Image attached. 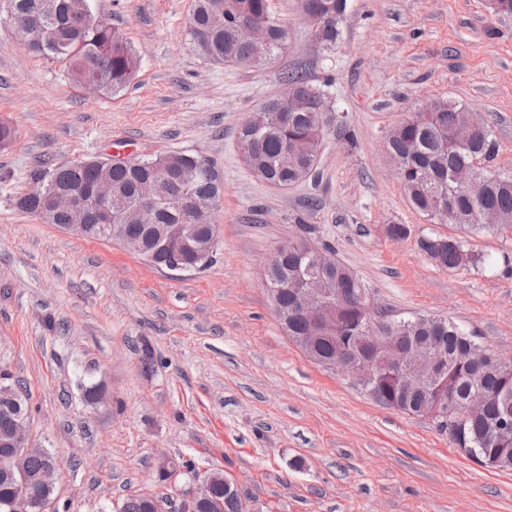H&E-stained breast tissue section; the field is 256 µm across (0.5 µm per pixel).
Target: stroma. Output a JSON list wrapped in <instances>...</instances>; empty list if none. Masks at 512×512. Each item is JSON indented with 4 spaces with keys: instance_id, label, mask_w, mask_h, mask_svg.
I'll return each instance as SVG.
<instances>
[{
    "instance_id": "35a3bbf8",
    "label": "stroma",
    "mask_w": 512,
    "mask_h": 512,
    "mask_svg": "<svg viewBox=\"0 0 512 512\" xmlns=\"http://www.w3.org/2000/svg\"><path fill=\"white\" fill-rule=\"evenodd\" d=\"M284 48L255 68L217 64L188 36L194 0H90L138 58L118 94L85 92L62 63L0 26V370L23 387L35 446L58 456L49 512H117L130 495L179 499L165 458L222 471L249 512H512V470L470 459L427 419L385 408L311 362L283 332L264 267L300 236L328 246L379 305L448 318L512 358V232L475 237L486 264L446 269L424 234L456 235L410 204L387 137L425 103L492 128L490 171L512 175V15L490 0H347L323 49L298 0H270ZM301 70L331 105L318 178L279 189L244 163L243 123ZM356 135L347 140L340 124ZM187 152L224 180L218 249L181 276L76 237L15 205L38 171L94 156ZM411 233L391 238L388 227ZM101 385L89 403L84 388Z\"/></svg>"
}]
</instances>
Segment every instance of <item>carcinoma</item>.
Masks as SVG:
<instances>
[{
  "instance_id": "cac0c4a2",
  "label": "carcinoma",
  "mask_w": 512,
  "mask_h": 512,
  "mask_svg": "<svg viewBox=\"0 0 512 512\" xmlns=\"http://www.w3.org/2000/svg\"><path fill=\"white\" fill-rule=\"evenodd\" d=\"M307 9L319 16L317 25L310 27L315 41L326 49L336 45L340 16L346 0L336 8V0H303ZM9 11L18 15H36L45 26L31 28L26 33L28 49L38 55L65 63L68 75L79 81L85 76L103 78L102 91L123 89L134 77L138 61L124 35L116 28L109 30L95 24L94 17L83 16L73 0H9ZM267 21L270 38L266 43L249 39L244 24L252 20ZM189 35L195 49L217 63H232L242 67H257L284 47L286 30L271 12L270 0H195L189 25ZM286 81L301 87L302 102L297 112L281 120L274 104L266 102L271 116L267 126L254 130L241 126L239 149L251 172L260 180L286 189L303 182L316 170L330 106L322 94L303 75L291 72ZM479 119L475 112L447 100H433L429 111L422 109L395 127L396 135L387 140V149L399 170L403 189L411 204L430 218L435 217L441 197L448 198V215L440 220L456 225L462 235L436 237L424 235L417 239L418 250L436 265L444 268L474 266L484 262L482 254L473 250L469 235L481 231H512V177L490 175L476 161L493 160L497 142L487 125L467 144H459L450 136L459 125ZM472 166L481 182L473 192L458 185L453 173ZM216 169L199 155L175 152L156 155L146 160L125 164L88 165L86 160L44 169L34 175L37 187L19 196L18 209L37 217H47L49 224H66L63 216L48 215L44 189L50 184L72 185L87 189L100 176L112 181V211L89 218V239L101 238L99 225L121 224L139 204L138 192L145 183L155 184L159 204L152 224L135 228L144 240L148 262L156 267L164 264L163 236L173 224H188L189 217L182 200L189 196L212 194ZM495 211L500 223L484 224L481 217ZM317 250L306 238L288 242L265 270L270 286L279 288L277 303L288 312V322L282 328L289 337L309 335L306 320L293 315L300 278L318 273ZM328 297L335 301L338 331L332 338L316 341L309 356L320 362H330L346 351L373 352L361 341L365 324L364 311L359 307L358 278L345 266L323 272ZM396 327L393 335L409 347L435 348L447 356V369L425 387H411L395 374L382 370L361 391L370 399L380 398L382 406L408 415H419L426 405L439 397H448V407L460 411L474 388L488 395L482 414L460 421L448 419L447 427L437 430L448 435L454 445L477 460L488 457L499 470L512 469V430L496 428L500 423H512V377L505 378L500 370L501 357L493 352L479 367L466 358V349L477 343V336L455 322L434 315L392 314L388 317ZM212 498L199 512H238L235 495L226 490L224 473L211 472ZM16 486L0 476V512H11ZM123 512H152L150 496L131 495L125 499Z\"/></svg>"
}]
</instances>
